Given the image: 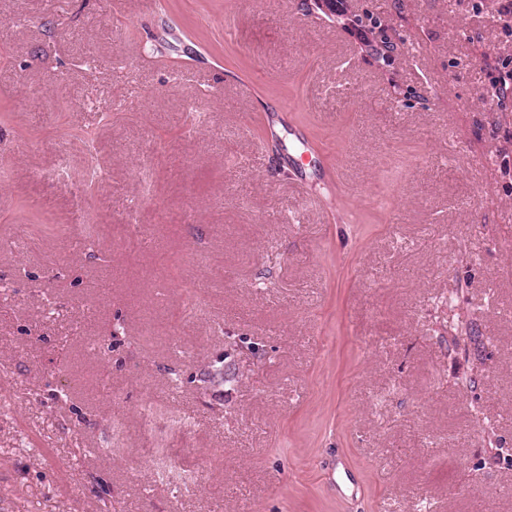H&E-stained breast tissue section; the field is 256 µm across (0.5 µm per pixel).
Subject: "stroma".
<instances>
[{"instance_id":"1","label":"stroma","mask_w":512,"mask_h":512,"mask_svg":"<svg viewBox=\"0 0 512 512\" xmlns=\"http://www.w3.org/2000/svg\"><path fill=\"white\" fill-rule=\"evenodd\" d=\"M343 4L0 0V512H512V20Z\"/></svg>"}]
</instances>
